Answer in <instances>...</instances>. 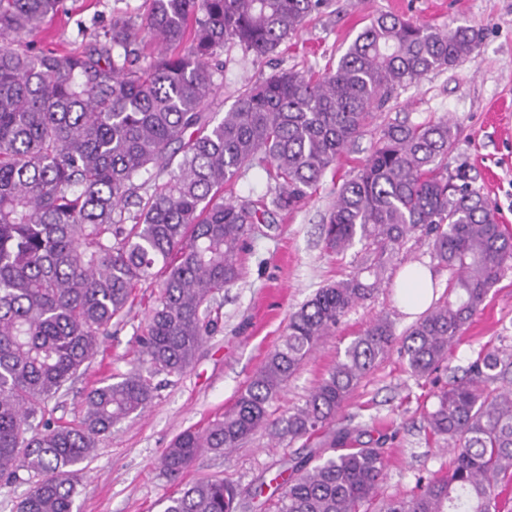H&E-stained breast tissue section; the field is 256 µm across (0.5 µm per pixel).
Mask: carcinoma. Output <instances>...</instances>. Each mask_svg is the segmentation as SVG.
I'll list each match as a JSON object with an SVG mask.
<instances>
[{
  "label": "carcinoma",
  "instance_id": "1",
  "mask_svg": "<svg viewBox=\"0 0 512 512\" xmlns=\"http://www.w3.org/2000/svg\"><path fill=\"white\" fill-rule=\"evenodd\" d=\"M321 3L150 0L139 24L114 16L101 39L34 52L27 38L63 0H0V34L13 37L0 45V481L30 484L18 512H75V477L98 436L153 398L143 372L184 373L217 329L204 308L240 279L245 242L266 213L231 196L241 173L262 169L275 182L270 204L294 207L398 89L475 57L482 41L472 26L383 14L336 66L276 71L245 86L222 119L204 111L224 44L269 57ZM143 31L155 48L145 62ZM455 141L444 119L380 130L325 225L336 253L362 245V268L291 314L284 340L223 416L172 440L160 458L167 477L259 431L290 443L319 434L280 485L276 512H361L379 495L382 448L361 441L362 430L334 427L336 414L394 350L415 377L439 371L512 266V233L467 171L449 170ZM417 232L453 274L445 299L400 337L386 319L369 324L303 404L269 421V404L316 342L374 294ZM159 264L166 278L140 338L146 370L89 390L76 423L46 417ZM511 373V353L484 347L434 394L425 429L451 448V467L383 512H499L496 487L512 479V389L489 386ZM243 500L232 483L210 479L169 497L164 512H237Z\"/></svg>",
  "mask_w": 512,
  "mask_h": 512
}]
</instances>
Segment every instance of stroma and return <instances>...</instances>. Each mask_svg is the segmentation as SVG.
<instances>
[{"instance_id": "obj_1", "label": "stroma", "mask_w": 512, "mask_h": 512, "mask_svg": "<svg viewBox=\"0 0 512 512\" xmlns=\"http://www.w3.org/2000/svg\"><path fill=\"white\" fill-rule=\"evenodd\" d=\"M68 10L30 39L34 51H66L88 41L120 13L142 20L146 0H66ZM384 13L440 28L472 26L483 32L474 58L435 71L398 89L377 114L375 124L343 153L333 173L295 208L270 210L251 235L242 256V276L216 294L210 304L219 321L192 365L178 377L157 376L154 398L140 415L117 424L97 439L88 474L78 480L77 512H163L176 484L160 468L165 448L181 431L202 428L229 408L266 356L281 344L290 314L318 288L348 278L358 259L327 248L324 228L343 182L363 165L379 126L404 120L418 123L450 119L457 129L452 165H466L476 188L495 206L499 220L512 229V0H324L277 52L258 60L234 45L225 46L219 76L207 111L224 114L239 90L277 70L323 72L334 66L357 33ZM420 264L433 275L434 296L446 294L450 273L437 265L427 238L415 234L395 255L372 299L349 311L336 330L323 337L268 409L278 418L302 404L336 363L345 347L378 318L403 333L416 320L400 304L398 277ZM165 278L156 269L152 282L135 290L125 316L113 322L109 336L87 370L52 399L48 415L67 422L82 417L86 393L141 364L139 338ZM512 347V269L490 291L478 314L452 346L447 367L428 378L411 376L398 353H391L351 393L336 416L337 425L365 429L382 442L385 478L378 501L363 512H378L381 500L417 494V478L445 474L451 456L429 439L424 416L433 394L461 375L480 348L496 343ZM305 441L271 442L260 432L231 454L206 452L184 473L183 484L224 479L250 491L261 478H273L281 463L301 452Z\"/></svg>"}]
</instances>
